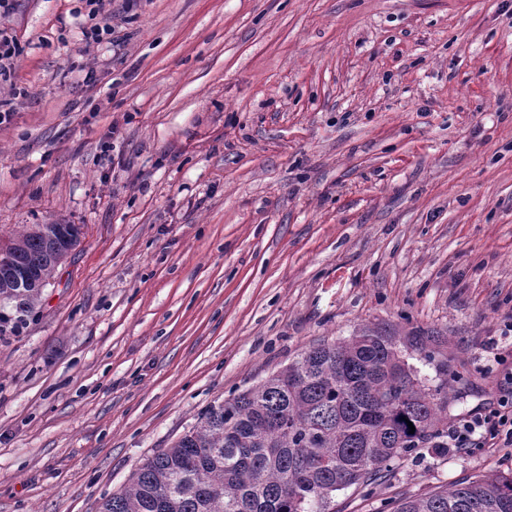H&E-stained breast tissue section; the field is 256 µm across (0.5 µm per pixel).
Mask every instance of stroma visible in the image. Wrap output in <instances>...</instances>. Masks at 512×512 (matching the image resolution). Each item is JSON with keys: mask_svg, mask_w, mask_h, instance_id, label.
Wrapping results in <instances>:
<instances>
[{"mask_svg": "<svg viewBox=\"0 0 512 512\" xmlns=\"http://www.w3.org/2000/svg\"><path fill=\"white\" fill-rule=\"evenodd\" d=\"M16 0L0 229L79 224L0 339V512H97L214 401L394 337L449 420L512 362V0ZM93 82H86V72ZM512 472L423 446L330 512Z\"/></svg>", "mask_w": 512, "mask_h": 512, "instance_id": "35a3bbf8", "label": "stroma"}]
</instances>
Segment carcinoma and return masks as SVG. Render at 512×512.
<instances>
[{
    "mask_svg": "<svg viewBox=\"0 0 512 512\" xmlns=\"http://www.w3.org/2000/svg\"><path fill=\"white\" fill-rule=\"evenodd\" d=\"M0 337L41 300L72 248L56 225L0 236ZM448 383L419 384L389 336L365 330L313 346L237 396L209 406L169 448L144 459L98 512H329L336 492L370 485L394 458L431 440L448 408ZM415 432H410L407 422ZM395 512H512V475L494 474L424 497Z\"/></svg>",
    "mask_w": 512,
    "mask_h": 512,
    "instance_id": "carcinoma-1",
    "label": "carcinoma"
}]
</instances>
